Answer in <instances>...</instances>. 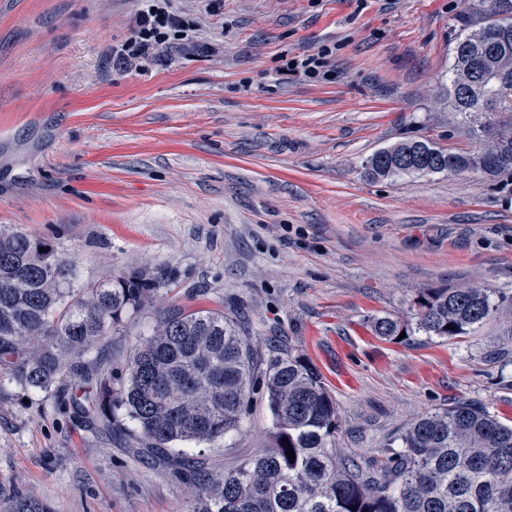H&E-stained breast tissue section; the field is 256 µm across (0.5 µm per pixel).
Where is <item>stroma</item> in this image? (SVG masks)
Here are the masks:
<instances>
[{"label":"stroma","instance_id":"35a3bbf8","mask_svg":"<svg viewBox=\"0 0 512 512\" xmlns=\"http://www.w3.org/2000/svg\"><path fill=\"white\" fill-rule=\"evenodd\" d=\"M471 0H172L191 48L145 67L112 59L137 0H0V231L20 228L82 282L143 266L159 307L220 300L260 363L306 359L336 401L335 445L377 455L418 417L460 400L512 425V306L452 339L385 340L372 317L420 290L512 294V169L371 180L374 151L427 139L478 151L443 110L449 49ZM335 46L332 76L284 60ZM155 323L99 349L121 374ZM42 391L0 384V499L51 512H190L195 489L152 456L133 422L96 431ZM255 395L238 431L176 445L221 471L271 445Z\"/></svg>","mask_w":512,"mask_h":512}]
</instances>
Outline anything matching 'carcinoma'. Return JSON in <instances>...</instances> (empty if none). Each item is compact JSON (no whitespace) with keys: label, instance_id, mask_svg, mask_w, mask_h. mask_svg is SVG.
<instances>
[{"label":"carcinoma","instance_id":"cac0c4a2","mask_svg":"<svg viewBox=\"0 0 512 512\" xmlns=\"http://www.w3.org/2000/svg\"><path fill=\"white\" fill-rule=\"evenodd\" d=\"M448 111L471 124L482 143L456 153L407 140L365 161L372 179L456 174L495 177L512 169V128L491 120L512 112V0H477L450 52ZM479 75L472 95L463 76ZM75 266L21 230L0 231V371L22 389L46 390L68 376L80 390L62 409L110 424L124 412L136 424L135 455L166 460L195 487L192 512H512V426L468 401L427 413L371 460H345L333 447L336 402L319 372L290 353L256 372L254 350L238 323L216 308L169 307L134 348L125 373L97 367L98 346L152 304L164 282L129 267L76 286ZM512 296L488 287L428 288L410 314L373 318L386 340L421 334L464 336ZM273 418L272 448L220 473L203 458L170 452L178 442L214 441L239 428L256 391ZM293 449L295 459L287 456ZM0 512H50L33 498H12Z\"/></svg>","mask_w":512,"mask_h":512}]
</instances>
